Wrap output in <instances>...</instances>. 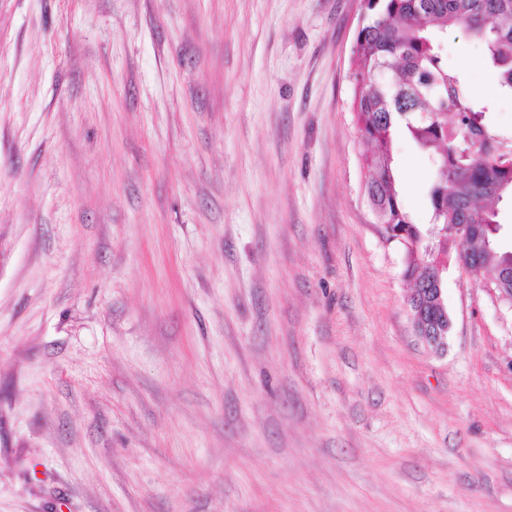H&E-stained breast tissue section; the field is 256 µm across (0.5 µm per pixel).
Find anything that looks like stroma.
Instances as JSON below:
<instances>
[{
	"label": "stroma",
	"instance_id": "stroma-1",
	"mask_svg": "<svg viewBox=\"0 0 512 512\" xmlns=\"http://www.w3.org/2000/svg\"><path fill=\"white\" fill-rule=\"evenodd\" d=\"M361 12L0 0V512H512V308L453 262L448 349L417 339L349 110Z\"/></svg>",
	"mask_w": 512,
	"mask_h": 512
}]
</instances>
